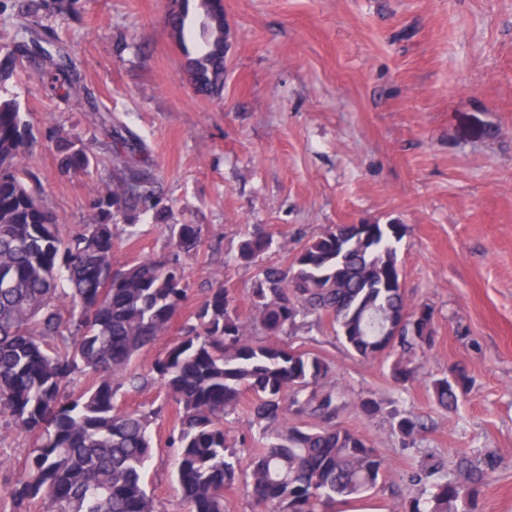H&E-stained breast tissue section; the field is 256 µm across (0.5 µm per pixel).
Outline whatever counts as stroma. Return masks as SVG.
<instances>
[{"label": "stroma", "mask_w": 512, "mask_h": 512, "mask_svg": "<svg viewBox=\"0 0 512 512\" xmlns=\"http://www.w3.org/2000/svg\"><path fill=\"white\" fill-rule=\"evenodd\" d=\"M168 0H45L41 22L68 46L87 92L51 98L37 67L0 84L40 130L26 160L45 205L68 229L85 224L93 189L112 174L117 142L98 112L142 141L163 205L177 223L201 225L184 258L193 311L227 282L241 309L257 265L237 263L242 238L260 228L286 255L334 224H402L397 249L412 304L434 310V343L418 352L417 379L395 389L389 365L350 353L329 319H308L293 343L325 357L346 403L340 423L367 435L387 460L383 489L335 512H397L415 494L407 477L435 455L494 454L481 486L484 512H512V0H224V90L194 91L186 57L166 22ZM63 129L98 158L63 174L49 139ZM114 231V259L168 258L174 247L152 212ZM261 263V264H262ZM463 368L472 379L457 410L435 401L431 376ZM376 395L426 429L403 447L386 415H358ZM120 409L153 404L156 447L147 487L159 512H185L165 446L175 405L160 384L122 389ZM31 440L0 418V512Z\"/></svg>", "instance_id": "35a3bbf8"}]
</instances>
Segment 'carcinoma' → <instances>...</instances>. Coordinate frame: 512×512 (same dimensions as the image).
<instances>
[{
	"label": "carcinoma",
	"mask_w": 512,
	"mask_h": 512,
	"mask_svg": "<svg viewBox=\"0 0 512 512\" xmlns=\"http://www.w3.org/2000/svg\"><path fill=\"white\" fill-rule=\"evenodd\" d=\"M205 41L189 60L197 92L224 87V7L201 0ZM40 0H25L10 42L0 46V80L21 59L44 65L50 96L78 93L76 66L60 42L41 28ZM176 41L186 35L182 3L170 5ZM112 152V179L92 196L86 224L68 234L60 217L29 187L25 161L37 138L29 113L0 97V416L31 437L22 473L6 489L12 512H158L144 484L152 457L151 425L161 409L122 410L125 386L152 382L176 404L177 426L167 447L186 512H225L224 492L236 486L258 512H331L338 503L381 490L385 459L361 432L337 418L339 393L327 386L330 363L285 340L309 316H327L358 357L390 358L395 383L415 380L412 357L432 345L434 310L411 305L394 243L402 224H337L308 240L285 266H261L240 310L235 289L218 284L184 321L182 336L158 356L147 374L132 367L148 344L165 336L185 307L187 285L180 255L196 254L199 224H171L154 178L133 165L143 149L130 130ZM60 171L89 168L93 157L69 135L52 132ZM154 211L170 230L173 257L113 262L114 229L135 228V214ZM273 236L242 240L237 259L251 264L273 246ZM84 388L68 391L77 379ZM470 386L462 368L434 378L438 405L454 408ZM248 407L265 439L251 463L245 441L224 420ZM362 416L387 415L409 446L424 424L366 397ZM490 456L463 458L460 480L440 461L409 475L420 493L401 512H478L481 480L495 468Z\"/></svg>",
	"instance_id": "carcinoma-1"
}]
</instances>
